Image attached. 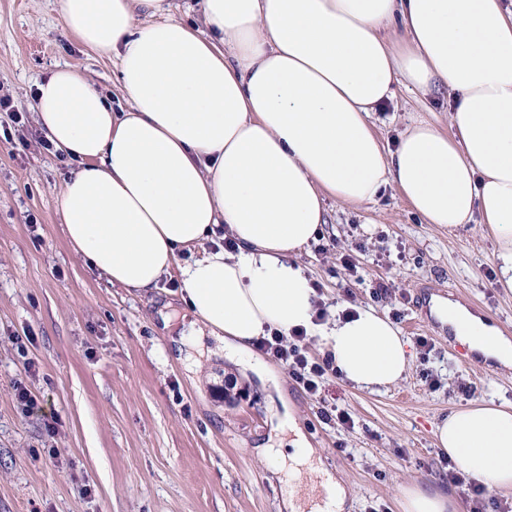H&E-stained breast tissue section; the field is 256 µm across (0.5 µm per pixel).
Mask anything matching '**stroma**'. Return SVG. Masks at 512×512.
Returning <instances> with one entry per match:
<instances>
[{"label":"stroma","instance_id":"35a3bbf8","mask_svg":"<svg viewBox=\"0 0 512 512\" xmlns=\"http://www.w3.org/2000/svg\"><path fill=\"white\" fill-rule=\"evenodd\" d=\"M59 65L80 67L113 95L115 62L63 27L55 0H0V99L11 103L0 110V512H285L296 484L272 476L261 456L284 406L350 485L349 512H400L402 485L440 480L434 424L443 413L473 398L512 403V370L449 340L438 321L420 326L416 308L421 286L440 284L512 337V291L497 280L489 233L424 223L393 187L359 207L327 200L298 261L327 316L370 306L400 329L412 354L403 380L370 392L331 371L312 396L254 351L281 380L277 393L212 343L180 354L158 315L167 309L180 325L178 277L149 294L107 285L63 236L55 198L70 163L46 149L33 114L37 83ZM394 91L373 115L387 148L412 118L447 129L445 93ZM21 386L42 411H23ZM336 407L353 426L325 420Z\"/></svg>","mask_w":512,"mask_h":512}]
</instances>
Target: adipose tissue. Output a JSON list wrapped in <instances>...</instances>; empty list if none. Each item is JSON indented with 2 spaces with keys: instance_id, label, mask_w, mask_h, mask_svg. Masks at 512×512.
Returning a JSON list of instances; mask_svg holds the SVG:
<instances>
[{
  "instance_id": "ef3b65f1",
  "label": "adipose tissue",
  "mask_w": 512,
  "mask_h": 512,
  "mask_svg": "<svg viewBox=\"0 0 512 512\" xmlns=\"http://www.w3.org/2000/svg\"><path fill=\"white\" fill-rule=\"evenodd\" d=\"M65 29L115 60V110L78 67L37 85L35 118L74 167L56 197L72 252L108 285L143 293L178 272L201 328L184 337L259 367V338L299 328L361 389L401 381L399 329L374 308L315 323L319 295L296 256L324 222V200L360 206L394 187L424 223L484 224L512 289V13L500 0H202L207 32L169 0H56ZM448 96L450 133L412 121L395 150L372 115L396 77ZM235 242L224 250L221 235ZM201 248L192 262L182 250ZM431 313L484 359L512 368V338L438 295ZM272 474L317 477L322 496L286 512H345L350 489L290 411ZM436 446L488 490H512V405L472 401L435 424ZM401 512H456L447 490L403 485Z\"/></svg>"
}]
</instances>
